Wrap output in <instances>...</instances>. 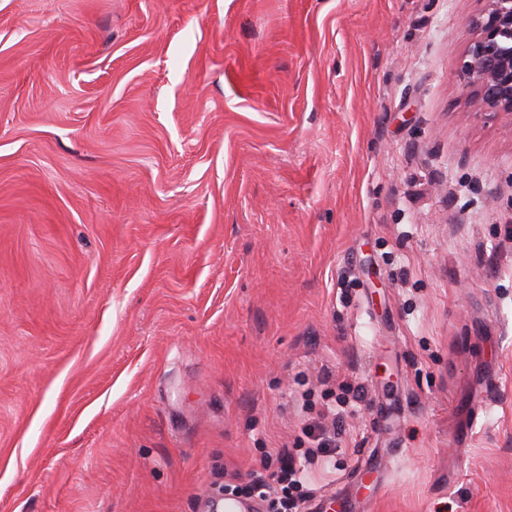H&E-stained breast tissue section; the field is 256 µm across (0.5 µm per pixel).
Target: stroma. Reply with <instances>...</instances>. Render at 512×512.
Here are the masks:
<instances>
[{
    "mask_svg": "<svg viewBox=\"0 0 512 512\" xmlns=\"http://www.w3.org/2000/svg\"><path fill=\"white\" fill-rule=\"evenodd\" d=\"M486 0H0V512H512ZM346 404H337L338 394ZM260 467L250 483L234 486L230 488V493L265 500L270 491L278 487L281 496L276 501H271L270 507L274 509L273 512L297 511L298 501L308 494V476L304 469L295 465L294 458L288 455V448L279 451L275 460L266 455L261 460Z\"/></svg>",
    "mask_w": 512,
    "mask_h": 512,
    "instance_id": "35a3bbf8",
    "label": "stroma"
}]
</instances>
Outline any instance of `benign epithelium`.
I'll use <instances>...</instances> for the list:
<instances>
[{"label":"benign epithelium","mask_w":512,"mask_h":512,"mask_svg":"<svg viewBox=\"0 0 512 512\" xmlns=\"http://www.w3.org/2000/svg\"><path fill=\"white\" fill-rule=\"evenodd\" d=\"M470 27L460 77L483 111L512 124V0H487Z\"/></svg>","instance_id":"obj_1"}]
</instances>
